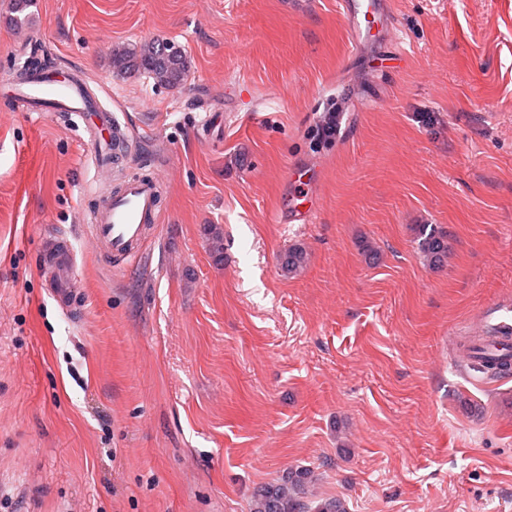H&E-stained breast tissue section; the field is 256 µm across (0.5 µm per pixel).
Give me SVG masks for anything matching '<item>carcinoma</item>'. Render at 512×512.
<instances>
[{"label": "carcinoma", "mask_w": 512, "mask_h": 512, "mask_svg": "<svg viewBox=\"0 0 512 512\" xmlns=\"http://www.w3.org/2000/svg\"><path fill=\"white\" fill-rule=\"evenodd\" d=\"M112 65L118 71L142 69L158 83L169 86L182 84L188 72L184 55L167 53L165 43L160 41L119 49L113 53ZM420 247L432 264L439 265L448 255V235L432 230L424 236ZM307 479V472L296 470L282 482L261 488L255 494L253 512H347L340 498L323 499L314 506L304 502Z\"/></svg>", "instance_id": "cac0c4a2"}]
</instances>
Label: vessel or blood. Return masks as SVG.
Returning a JSON list of instances; mask_svg holds the SVG:
<instances>
[{
  "label": "vessel or blood",
  "mask_w": 512,
  "mask_h": 512,
  "mask_svg": "<svg viewBox=\"0 0 512 512\" xmlns=\"http://www.w3.org/2000/svg\"><path fill=\"white\" fill-rule=\"evenodd\" d=\"M340 6L344 21L357 41L368 36L371 21L381 16L379 0H340ZM0 102L10 112H42L54 108L73 113L92 142L95 169L100 171L112 164L117 152L115 138L122 132L121 123L86 97L77 71L54 70L42 76L12 72L0 80ZM288 178L298 185L299 191L279 204V213L287 214L292 224L312 223L319 210L315 194L308 189L315 179L313 168L290 169ZM161 198V185L154 176H135L118 191L100 198L93 209L83 212L81 221L86 224L99 256L134 263L158 221ZM74 265L73 253H65L51 278L50 292L65 312L72 311L77 303L72 286ZM478 330L479 345L486 355L512 366V300L504 298L484 306Z\"/></svg>",
  "instance_id": "obj_1"
}]
</instances>
